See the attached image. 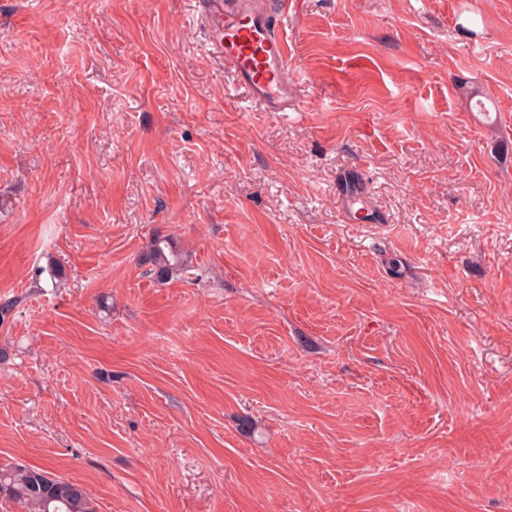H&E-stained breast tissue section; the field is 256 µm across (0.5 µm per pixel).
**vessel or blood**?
<instances>
[{
    "label": "vessel or blood",
    "mask_w": 512,
    "mask_h": 512,
    "mask_svg": "<svg viewBox=\"0 0 512 512\" xmlns=\"http://www.w3.org/2000/svg\"><path fill=\"white\" fill-rule=\"evenodd\" d=\"M200 20L209 44L231 69L237 86L248 90L267 111L285 112L298 101L290 74L288 39L280 22L288 0H199Z\"/></svg>",
    "instance_id": "vessel-or-blood-1"
}]
</instances>
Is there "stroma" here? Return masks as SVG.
Masks as SVG:
<instances>
[{
	"mask_svg": "<svg viewBox=\"0 0 512 512\" xmlns=\"http://www.w3.org/2000/svg\"><path fill=\"white\" fill-rule=\"evenodd\" d=\"M291 2L269 112L195 0H0V466L98 512H512V0ZM146 260L152 266L151 272L158 281H167L188 268L186 255L178 249L170 235H156L151 238L146 251Z\"/></svg>",
	"mask_w": 512,
	"mask_h": 512,
	"instance_id": "1",
	"label": "stroma"
}]
</instances>
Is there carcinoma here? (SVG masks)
Here are the masks:
<instances>
[{
    "mask_svg": "<svg viewBox=\"0 0 512 512\" xmlns=\"http://www.w3.org/2000/svg\"><path fill=\"white\" fill-rule=\"evenodd\" d=\"M151 272L159 281L176 277L188 268L186 255L169 235L151 238L146 251ZM98 512L84 486L52 471L24 465L0 467V512Z\"/></svg>",
    "mask_w": 512,
    "mask_h": 512,
    "instance_id": "cac0c4a2",
    "label": "carcinoma"
}]
</instances>
